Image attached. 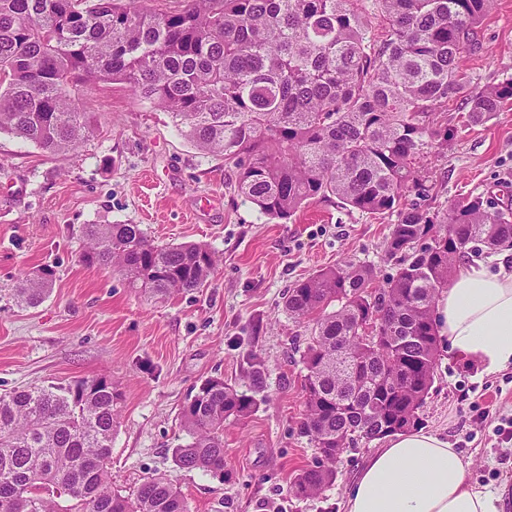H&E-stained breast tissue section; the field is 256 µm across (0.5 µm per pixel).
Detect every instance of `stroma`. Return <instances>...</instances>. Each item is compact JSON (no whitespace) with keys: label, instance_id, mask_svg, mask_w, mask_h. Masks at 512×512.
<instances>
[{"label":"stroma","instance_id":"1","mask_svg":"<svg viewBox=\"0 0 512 512\" xmlns=\"http://www.w3.org/2000/svg\"><path fill=\"white\" fill-rule=\"evenodd\" d=\"M460 66L473 85L512 80V0H495ZM94 116L73 152L51 156L0 135V394L30 385L111 379L120 395L112 439V485L134 494L150 476L170 478L191 512H344L346 492L384 440L360 444L336 464L320 496L288 494L293 472L314 448L299 434L304 409L303 325L284 307L290 285L344 261L393 272L384 254L392 216L320 201L287 221L245 202L222 158L179 131L170 113L123 84L79 86ZM442 122L455 137L432 159L427 208L484 195L512 208V103L469 125L460 102ZM86 224H137L160 244L201 243L219 256L204 288L162 299L128 288L119 275L79 260ZM50 266L52 290L35 307L18 302L21 272ZM267 365L263 400L224 425L221 482L178 468L172 449L180 411L202 380L243 385L248 352ZM512 415V366L489 373L440 350L420 426L458 448L476 481L498 491L512 512V460L493 430Z\"/></svg>","mask_w":512,"mask_h":512}]
</instances>
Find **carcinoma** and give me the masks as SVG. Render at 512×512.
<instances>
[{
  "instance_id": "carcinoma-1",
  "label": "carcinoma",
  "mask_w": 512,
  "mask_h": 512,
  "mask_svg": "<svg viewBox=\"0 0 512 512\" xmlns=\"http://www.w3.org/2000/svg\"><path fill=\"white\" fill-rule=\"evenodd\" d=\"M149 2L0 0V134L67 154L90 129L74 88L117 81L223 158L239 194L270 219L331 198L396 214L385 287L373 288L371 266L348 261L286 294L290 318L312 326L300 433L315 448L288 493L319 496L347 449L419 423L435 379L436 296L468 245L512 247V211L481 195L440 215L422 206L430 188L419 167L452 140L439 120L448 101L482 124L512 100V81L478 89L460 70L495 0H376L380 40L360 0H183L165 11ZM82 233L79 262L160 298L200 287L218 262L205 245L158 244L137 224ZM54 277L48 266L21 273L18 298L41 303ZM246 363L248 388L210 377L183 406L178 466L225 480L224 423L255 411L267 375L258 354ZM119 400L103 377L0 395V512H190L164 475L131 497L113 488Z\"/></svg>"
}]
</instances>
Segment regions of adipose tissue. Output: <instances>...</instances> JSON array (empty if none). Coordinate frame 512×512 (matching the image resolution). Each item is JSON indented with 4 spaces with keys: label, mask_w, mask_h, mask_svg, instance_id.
Listing matches in <instances>:
<instances>
[{
    "label": "adipose tissue",
    "mask_w": 512,
    "mask_h": 512,
    "mask_svg": "<svg viewBox=\"0 0 512 512\" xmlns=\"http://www.w3.org/2000/svg\"><path fill=\"white\" fill-rule=\"evenodd\" d=\"M435 320L450 354L495 372L512 365V269L457 267L439 290ZM446 439L420 429L376 449L349 487L345 512H503Z\"/></svg>",
    "instance_id": "obj_1"
}]
</instances>
